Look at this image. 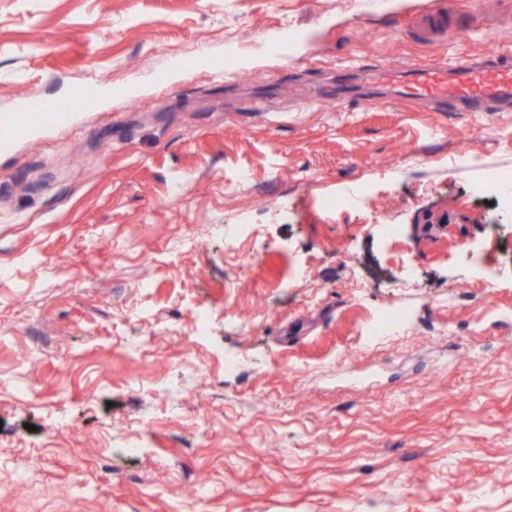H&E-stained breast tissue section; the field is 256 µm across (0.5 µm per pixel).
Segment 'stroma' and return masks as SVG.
<instances>
[{"label": "stroma", "instance_id": "stroma-1", "mask_svg": "<svg viewBox=\"0 0 512 512\" xmlns=\"http://www.w3.org/2000/svg\"><path fill=\"white\" fill-rule=\"evenodd\" d=\"M490 41L512 51V0H0V118L102 97L0 150V321L28 317L0 335V512H512V211L481 189L512 172V112L293 95ZM391 310L404 331L366 344ZM255 225L252 224H229L225 226L224 238L231 249H236L241 243L250 244L254 241ZM208 329V323L204 316H200L194 322L190 332L188 333V347L185 350L184 357L181 360V371L180 377L176 383L171 385L168 389V400L173 405L179 402L180 390L179 383L184 378L186 373L203 375V372L200 370L201 365L197 362L195 358V348L198 344H201L206 339Z\"/></svg>", "mask_w": 512, "mask_h": 512}]
</instances>
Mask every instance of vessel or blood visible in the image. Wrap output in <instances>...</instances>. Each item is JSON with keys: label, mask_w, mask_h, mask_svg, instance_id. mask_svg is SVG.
Here are the masks:
<instances>
[{"label": "vessel or blood", "mask_w": 512, "mask_h": 512, "mask_svg": "<svg viewBox=\"0 0 512 512\" xmlns=\"http://www.w3.org/2000/svg\"><path fill=\"white\" fill-rule=\"evenodd\" d=\"M363 77L380 90L379 95L367 99L370 107L399 98L435 103L452 112H512V53H503L493 43L477 61L459 58L445 65H419L403 72L379 66L364 71ZM100 103L99 94L81 86L53 103L20 98L11 122L0 128V150L11 148L23 134L43 125L67 128L74 113L98 108Z\"/></svg>", "instance_id": "1"}]
</instances>
